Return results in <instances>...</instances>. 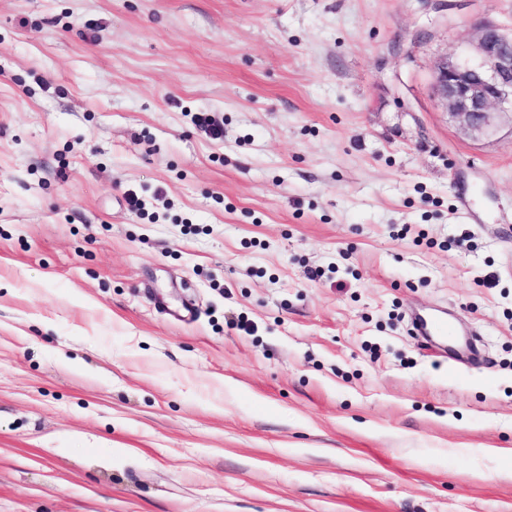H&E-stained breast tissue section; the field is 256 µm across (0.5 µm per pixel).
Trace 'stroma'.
<instances>
[{
  "instance_id": "35a3bbf8",
  "label": "stroma",
  "mask_w": 512,
  "mask_h": 512,
  "mask_svg": "<svg viewBox=\"0 0 512 512\" xmlns=\"http://www.w3.org/2000/svg\"><path fill=\"white\" fill-rule=\"evenodd\" d=\"M485 24L0 0V512H512V116L433 90ZM413 325L420 336L439 344L459 336L455 324L448 319V312L444 310L432 315L417 314Z\"/></svg>"
}]
</instances>
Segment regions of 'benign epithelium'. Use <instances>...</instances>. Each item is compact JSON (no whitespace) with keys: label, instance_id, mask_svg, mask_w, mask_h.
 Masks as SVG:
<instances>
[{"label":"benign epithelium","instance_id":"benign-epithelium-1","mask_svg":"<svg viewBox=\"0 0 512 512\" xmlns=\"http://www.w3.org/2000/svg\"><path fill=\"white\" fill-rule=\"evenodd\" d=\"M475 49L474 62L440 59L434 90L459 128L482 138L494 133L495 115H512V31L486 24Z\"/></svg>","mask_w":512,"mask_h":512}]
</instances>
